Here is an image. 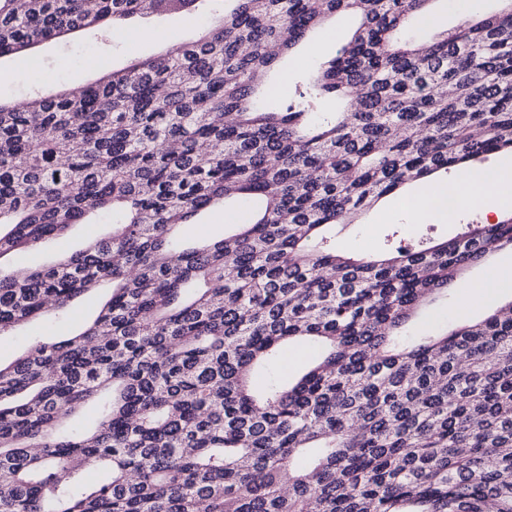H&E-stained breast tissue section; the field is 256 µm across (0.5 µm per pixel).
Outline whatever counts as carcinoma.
<instances>
[{
    "instance_id": "obj_1",
    "label": "carcinoma",
    "mask_w": 512,
    "mask_h": 512,
    "mask_svg": "<svg viewBox=\"0 0 512 512\" xmlns=\"http://www.w3.org/2000/svg\"><path fill=\"white\" fill-rule=\"evenodd\" d=\"M200 2L0 0V57ZM232 2L175 56L0 104V259L112 213L111 235L52 266L0 265V334L107 291L71 335L0 365V512H512V301L404 333L512 248V217L374 255L323 233L512 152V7L478 0L412 43L401 29L435 0ZM339 12L350 39L262 104L263 78ZM229 200L250 222L184 245L178 227ZM290 343L319 357L256 386ZM88 406L92 428L63 425Z\"/></svg>"
}]
</instances>
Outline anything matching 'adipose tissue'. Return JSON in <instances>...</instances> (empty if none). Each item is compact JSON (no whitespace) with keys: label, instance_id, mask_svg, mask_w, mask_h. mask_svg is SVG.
<instances>
[{"label":"adipose tissue","instance_id":"ef3b65f1","mask_svg":"<svg viewBox=\"0 0 512 512\" xmlns=\"http://www.w3.org/2000/svg\"><path fill=\"white\" fill-rule=\"evenodd\" d=\"M476 201L486 213L498 215L512 209V167L491 171L470 169L457 182L426 190L411 203L415 214L449 217V200Z\"/></svg>","mask_w":512,"mask_h":512}]
</instances>
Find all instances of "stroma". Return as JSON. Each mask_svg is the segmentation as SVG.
Segmentation results:
<instances>
[{
    "mask_svg": "<svg viewBox=\"0 0 512 512\" xmlns=\"http://www.w3.org/2000/svg\"><path fill=\"white\" fill-rule=\"evenodd\" d=\"M223 13L222 0H211L208 7L196 11L172 10L152 17L147 24L138 19L115 22L104 36L80 29L1 57L0 102L13 106L35 92L50 95L74 85H89L106 73L126 67L132 59L154 57L168 52L170 45L189 42ZM354 27L353 17L338 14L315 29L274 72L280 96L293 92L296 81L306 78L322 62L333 57L337 45L348 39ZM399 197L390 195L381 199L359 223L332 226L329 234L335 239L337 248L359 254L379 252L387 248V235L394 224L400 227L402 242L411 244L422 237L450 238L461 232L464 224L485 220L483 210L475 207L457 211L454 219L449 221L417 220L401 208ZM249 209V204L241 203L229 212L220 206L207 210L200 216L198 224L183 229L185 243L194 244L202 235L223 234L225 224L246 222ZM111 231L108 218L98 215L93 223L72 227L63 243H51L14 254L5 265L13 269L49 266L60 261L64 253L78 250L92 239L108 236ZM507 261L512 262L511 248L498 251L490 265L469 269L451 285L447 298L433 302L423 314L408 323L406 333L412 335L433 329V320L441 313L455 323L477 319L483 317L496 301L511 299L512 293L507 291L492 298L476 294L472 289L473 284L486 281L492 269ZM101 302L100 294H84L69 303L66 317L41 328L25 325L12 335L1 337L0 363L10 364L36 343H50L71 334L80 323L93 317Z\"/></svg>",
    "mask_w": 512,
    "mask_h": 512,
    "instance_id": "stroma-1",
    "label": "stroma"
}]
</instances>
